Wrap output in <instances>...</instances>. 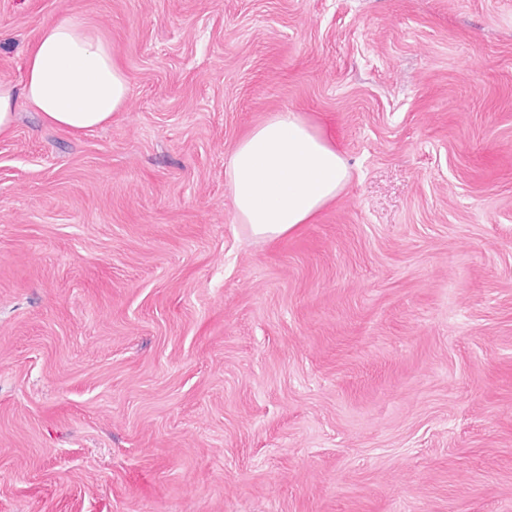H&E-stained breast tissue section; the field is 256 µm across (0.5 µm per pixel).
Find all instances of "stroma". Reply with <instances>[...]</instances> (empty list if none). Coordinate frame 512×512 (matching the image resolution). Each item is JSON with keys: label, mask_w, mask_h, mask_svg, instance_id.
Here are the masks:
<instances>
[{"label": "stroma", "mask_w": 512, "mask_h": 512, "mask_svg": "<svg viewBox=\"0 0 512 512\" xmlns=\"http://www.w3.org/2000/svg\"><path fill=\"white\" fill-rule=\"evenodd\" d=\"M130 95L0 137V512H512V0H0ZM349 166L250 236L273 114Z\"/></svg>", "instance_id": "stroma-1"}]
</instances>
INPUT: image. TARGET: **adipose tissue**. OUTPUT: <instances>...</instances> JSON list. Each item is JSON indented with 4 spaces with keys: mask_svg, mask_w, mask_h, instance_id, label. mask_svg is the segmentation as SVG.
Wrapping results in <instances>:
<instances>
[{
    "mask_svg": "<svg viewBox=\"0 0 512 512\" xmlns=\"http://www.w3.org/2000/svg\"><path fill=\"white\" fill-rule=\"evenodd\" d=\"M129 95L111 48L78 16L44 26L21 82L0 81V134L19 109L72 131L111 122ZM235 213L251 235L271 240L308 223L348 182L344 158L291 111L279 112L235 146L225 170Z\"/></svg>",
    "mask_w": 512,
    "mask_h": 512,
    "instance_id": "1",
    "label": "adipose tissue"
}]
</instances>
